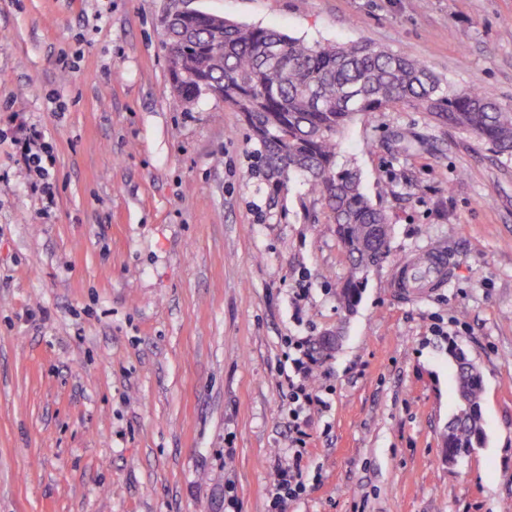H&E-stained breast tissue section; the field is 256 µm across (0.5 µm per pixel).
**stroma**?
Wrapping results in <instances>:
<instances>
[{
    "instance_id": "stroma-1",
    "label": "stroma",
    "mask_w": 512,
    "mask_h": 512,
    "mask_svg": "<svg viewBox=\"0 0 512 512\" xmlns=\"http://www.w3.org/2000/svg\"><path fill=\"white\" fill-rule=\"evenodd\" d=\"M185 7L381 44L512 108V0H0V512H268L288 341L339 326L286 512H504L512 161L405 106L354 119L336 165L391 235L346 314L324 200L259 171L231 106L172 90L162 18ZM32 124L50 204L13 144ZM434 244L454 280L402 293L396 267ZM452 343L482 373L486 443L451 464Z\"/></svg>"
}]
</instances>
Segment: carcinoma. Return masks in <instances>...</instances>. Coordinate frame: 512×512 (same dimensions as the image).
<instances>
[{
    "label": "carcinoma",
    "mask_w": 512,
    "mask_h": 512,
    "mask_svg": "<svg viewBox=\"0 0 512 512\" xmlns=\"http://www.w3.org/2000/svg\"><path fill=\"white\" fill-rule=\"evenodd\" d=\"M214 18L172 23L167 54L188 74L169 73L194 97L210 85L224 87V103L243 114L259 146L263 171L279 185L305 178L324 201L349 262L337 292L354 312L367 274L389 255L391 224L365 194L353 167H336L337 136L357 115L406 106L472 133L495 152L512 158V110L487 87L447 90L423 63L368 41L310 44L266 26L224 23V40L212 42ZM341 336L328 330L312 351L327 359ZM458 409L443 435L445 458H459L485 444L482 374L452 345Z\"/></svg>",
    "instance_id": "cac0c4a2"
}]
</instances>
